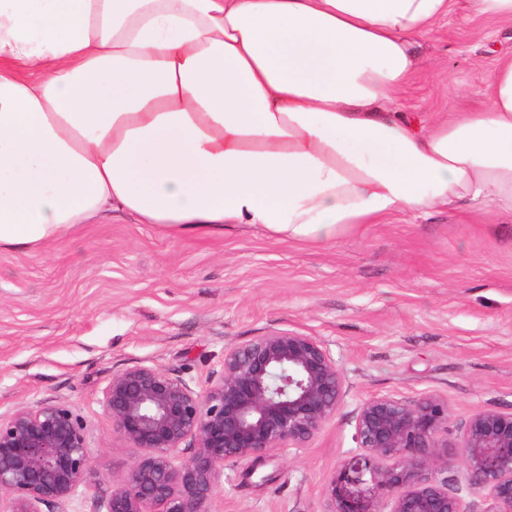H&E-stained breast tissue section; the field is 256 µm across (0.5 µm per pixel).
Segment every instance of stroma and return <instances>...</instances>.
<instances>
[{"label":"stroma","mask_w":512,"mask_h":512,"mask_svg":"<svg viewBox=\"0 0 512 512\" xmlns=\"http://www.w3.org/2000/svg\"><path fill=\"white\" fill-rule=\"evenodd\" d=\"M507 50L512 21L452 0L389 105L478 106ZM274 331L323 342L347 396L305 447L275 451L251 476L226 464L219 512H328L365 399L438 396L452 440L476 411H512V215L401 210L328 247L243 225L171 237L125 219L81 225L39 253L0 248V412L52 399L82 415L101 496L133 457L100 404L113 371L155 365L201 385L226 348Z\"/></svg>","instance_id":"35a3bbf8"}]
</instances>
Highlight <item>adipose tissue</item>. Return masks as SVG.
<instances>
[{
	"label": "adipose tissue",
	"instance_id": "ef3b65f1",
	"mask_svg": "<svg viewBox=\"0 0 512 512\" xmlns=\"http://www.w3.org/2000/svg\"><path fill=\"white\" fill-rule=\"evenodd\" d=\"M451 0H0V247L95 219L329 245L512 213V52L486 103L385 107Z\"/></svg>",
	"mask_w": 512,
	"mask_h": 512
}]
</instances>
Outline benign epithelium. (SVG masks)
<instances>
[{"mask_svg":"<svg viewBox=\"0 0 512 512\" xmlns=\"http://www.w3.org/2000/svg\"><path fill=\"white\" fill-rule=\"evenodd\" d=\"M343 371L312 336L278 331L224 350L219 375L205 387L154 365L112 373L105 414L126 447L127 471L97 495L86 420L52 399L0 413V512H67L78 497L90 512H217L224 463L255 468L273 452L300 448L341 407ZM448 403L376 396L354 418L360 453L329 478L328 512H474L438 471L452 455L481 512H512V412L482 410L448 441ZM369 474L370 494L356 489Z\"/></svg>","mask_w":512,"mask_h":512,"instance_id":"7a95c632","label":"benign epithelium"}]
</instances>
